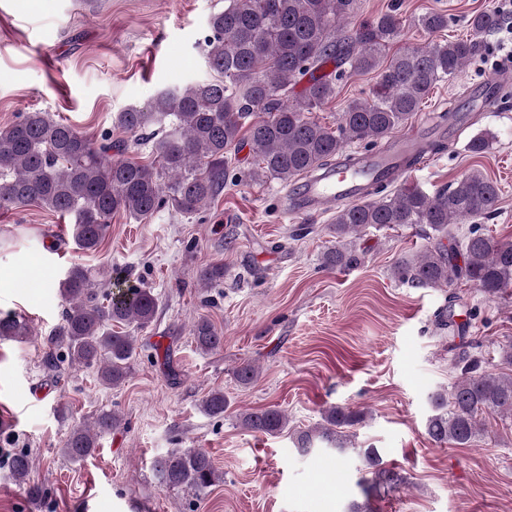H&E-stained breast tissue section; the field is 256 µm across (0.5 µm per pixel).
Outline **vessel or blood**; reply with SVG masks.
<instances>
[{
    "label": "vessel or blood",
    "mask_w": 512,
    "mask_h": 512,
    "mask_svg": "<svg viewBox=\"0 0 512 512\" xmlns=\"http://www.w3.org/2000/svg\"><path fill=\"white\" fill-rule=\"evenodd\" d=\"M424 138V132L415 129L397 140L392 153L375 151L344 155L336 168L322 176L307 178L292 190L293 212H322L334 209L341 202L362 200L365 186L377 174L386 173L393 181L405 173L402 155L418 151Z\"/></svg>",
    "instance_id": "vessel-or-blood-1"
}]
</instances>
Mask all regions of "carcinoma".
<instances>
[{"label": "carcinoma", "instance_id": "1", "mask_svg": "<svg viewBox=\"0 0 512 512\" xmlns=\"http://www.w3.org/2000/svg\"><path fill=\"white\" fill-rule=\"evenodd\" d=\"M357 0H228L208 21L210 34L203 52L213 76L184 88L168 90L144 107L119 112L115 125L152 143L155 161L123 157L127 145L106 131L94 138L48 112H25L0 128V211L26 206L47 209L71 222L73 248L95 252L104 243L112 216L137 221L151 218L166 202L193 215L224 189L230 152L250 148L253 166L245 177L254 182L288 184L317 175L336 164L347 147L387 141L394 130L412 123L424 100L438 83L450 80L474 58L482 38L497 29L501 14L484 10L466 17L469 35L421 47L390 52L401 34V20L385 12L345 31L342 23L355 14ZM414 25L432 35L448 28V14L427 11ZM334 61L340 71L322 73ZM372 74L375 84L367 98L351 100L336 128L322 124L312 112L336 97L341 70ZM298 93H293L297 85ZM161 136H156V133ZM493 136L474 134L467 151L486 153ZM501 188L480 169L435 193L416 186L390 189L380 176L367 185V198L341 203L329 227L335 244L321 257L326 270H344L361 262L357 239L370 228L423 226L425 250L403 256L392 275L414 287H448L456 281L473 283L493 297L512 286V243L498 242L481 222L498 213ZM468 225L457 236V225ZM203 284L224 279V265L200 272ZM99 273L81 265L67 269L59 281L64 303L61 318L44 341L45 361L55 368L63 357L72 365L95 369L106 387L126 382L137 359V333L155 320L159 298L150 288L112 283L116 292L100 300ZM32 335L19 316L0 318V339ZM196 349L209 353L223 343L212 321L193 324ZM508 371L482 368L479 356L463 352L455 362L457 380L450 389L430 396L432 414L426 421L429 438L438 445L466 447L483 431L482 415L512 418V344L502 347ZM242 386L259 376L251 361L234 371ZM229 402L220 390L202 400L203 410L221 416ZM366 412L332 406L317 426L294 431L295 448L308 453L319 444L360 456L372 480L397 488L402 478L386 467L378 449L356 448L351 428ZM241 427L275 436L288 430V415L276 406L239 413ZM119 417L99 413L93 424L70 431L62 453L72 461L92 456L98 436L117 427ZM14 481L32 502L43 498L41 484L31 480L33 462L25 453L10 461ZM154 469L162 484L203 492L220 480L211 457L200 450L175 448L157 458Z\"/></svg>", "mask_w": 512, "mask_h": 512}]
</instances>
